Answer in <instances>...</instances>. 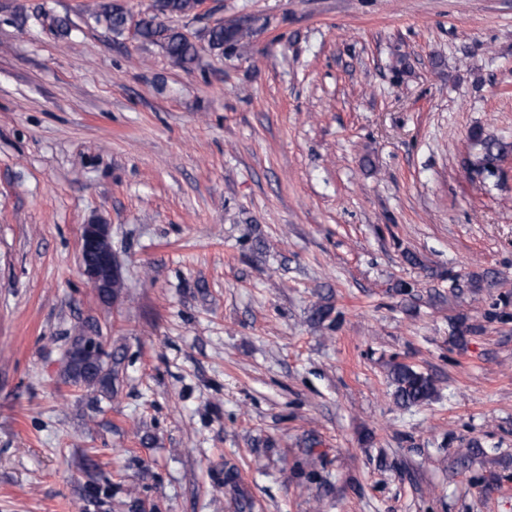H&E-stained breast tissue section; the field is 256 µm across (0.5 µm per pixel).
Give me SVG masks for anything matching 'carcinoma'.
Masks as SVG:
<instances>
[{
	"label": "carcinoma",
	"mask_w": 512,
	"mask_h": 512,
	"mask_svg": "<svg viewBox=\"0 0 512 512\" xmlns=\"http://www.w3.org/2000/svg\"><path fill=\"white\" fill-rule=\"evenodd\" d=\"M157 12L147 14L139 22V39L146 43L159 44L165 52L183 66L196 63L199 51L181 32L164 26L160 16H181L192 12L197 0H160ZM96 21L103 24L106 31L122 36L127 30L128 12L120 0H103L99 5ZM250 37L249 27L243 23H231L212 27L205 32L210 51L224 54L234 53L246 44ZM471 138L480 146L477 164L479 172L496 174V162L512 153V142L487 137L482 131L474 130ZM87 338L80 333L73 337L66 351L64 376L67 382L87 387L99 388L105 392L112 390V368L108 367L107 354L103 344L93 351L85 349ZM390 377L395 387V402L400 407L419 406L431 402L436 395L432 378L405 362L390 365Z\"/></svg>",
	"instance_id": "obj_1"
}]
</instances>
